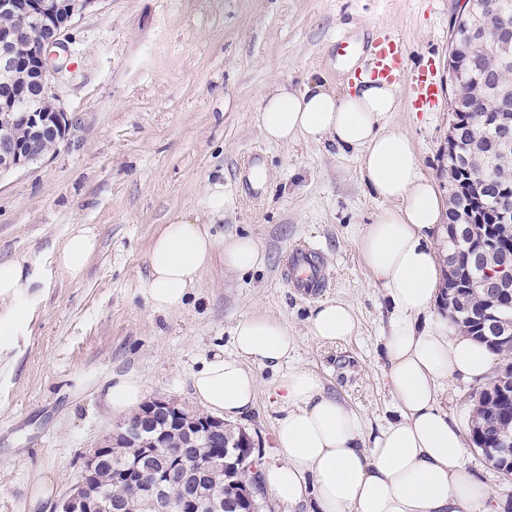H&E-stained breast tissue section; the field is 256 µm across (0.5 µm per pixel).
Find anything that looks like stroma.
<instances>
[{
  "label": "stroma",
  "instance_id": "obj_1",
  "mask_svg": "<svg viewBox=\"0 0 512 512\" xmlns=\"http://www.w3.org/2000/svg\"><path fill=\"white\" fill-rule=\"evenodd\" d=\"M462 0H97L64 41L67 65L52 92L68 122L41 160L0 177V260L19 259L37 284L23 293L26 322L0 348V512H54L78 481L85 457L120 415L104 402L111 380L132 376L146 397L194 412L192 375L216 352L231 354L242 318L279 321L295 340L290 366L317 374L328 393L359 413L366 434L397 415L384 342L390 304L358 240L383 203L361 182L356 160L326 142L280 145L261 129L268 90L335 83L344 64L336 42L389 35L406 70L433 66L448 83L450 33ZM390 128L414 141L422 175L448 192L447 103L413 111L406 81ZM266 167L265 183L252 172ZM224 188L212 219L208 188ZM209 226L218 244L247 235L264 262L238 274L223 255L204 270L187 303L158 311L145 296L148 251L167 220ZM75 224L99 248L82 279L55 262ZM317 248L327 286L306 296L287 282L292 249ZM341 300L357 322L333 343L312 336L309 318ZM254 407L234 421L279 461L278 372L254 366ZM468 466L512 512V486L478 449Z\"/></svg>",
  "mask_w": 512,
  "mask_h": 512
}]
</instances>
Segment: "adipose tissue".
I'll use <instances>...</instances> for the list:
<instances>
[{
  "label": "adipose tissue",
  "mask_w": 512,
  "mask_h": 512,
  "mask_svg": "<svg viewBox=\"0 0 512 512\" xmlns=\"http://www.w3.org/2000/svg\"><path fill=\"white\" fill-rule=\"evenodd\" d=\"M400 99L396 84L365 74L344 91L315 82L298 89L276 86L261 107L268 141L285 144L302 137L329 142L357 154L362 182L383 201L360 238L359 251L391 301L385 338L388 377L398 417L373 436L360 415L326 395L318 375L288 367L294 340L286 327L264 317H247L233 328V355L214 354L192 378L200 404L227 421L239 419L255 402L258 382L251 364L280 371V415L275 446L279 464L264 482L280 512H498L490 491L469 470L464 424L439 402L447 385L481 382L492 352L455 334L447 320L433 317L440 263L432 242L442 204L435 185L420 173L412 139L388 125ZM98 246L84 225L72 228L56 253L71 278H81ZM225 270L246 273L262 261L252 237L218 247L207 227L176 217L152 240L146 297L152 307L182 306L216 249ZM36 281L17 260H0V346L10 342L25 319L20 298ZM309 326L317 339L333 343L353 335L350 307L338 300L318 305Z\"/></svg>",
  "instance_id": "ef3b65f1"
}]
</instances>
